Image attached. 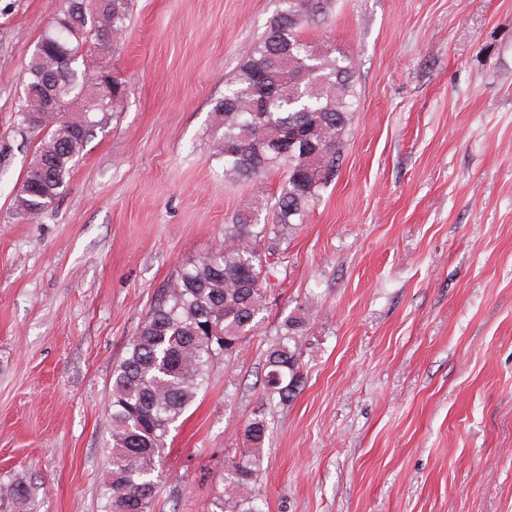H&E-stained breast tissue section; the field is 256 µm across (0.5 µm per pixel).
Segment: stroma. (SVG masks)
Segmentation results:
<instances>
[{
    "mask_svg": "<svg viewBox=\"0 0 512 512\" xmlns=\"http://www.w3.org/2000/svg\"><path fill=\"white\" fill-rule=\"evenodd\" d=\"M61 0H0V488L105 512L112 373L180 269L251 194L211 110L278 0H134L90 63L125 82L67 193L20 216L41 132L15 107ZM350 59L342 165L267 275L257 325L173 425L151 512H211L264 412V512H512V0H325ZM298 387L264 401L272 345Z\"/></svg>",
    "mask_w": 512,
    "mask_h": 512,
    "instance_id": "35a3bbf8",
    "label": "stroma"
}]
</instances>
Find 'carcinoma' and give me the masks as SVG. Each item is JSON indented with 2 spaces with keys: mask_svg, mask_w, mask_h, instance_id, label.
I'll use <instances>...</instances> for the list:
<instances>
[{
  "mask_svg": "<svg viewBox=\"0 0 512 512\" xmlns=\"http://www.w3.org/2000/svg\"><path fill=\"white\" fill-rule=\"evenodd\" d=\"M265 35L250 44L236 77L212 113L222 134L213 157L224 162V180L263 191V178L280 171L274 196L276 219L243 209L224 225V239L163 290L112 374L108 402L109 454L105 512H151L153 473L170 426L195 400L211 363L239 351L253 331L266 298L269 258L282 257L285 230L303 224L336 178L352 117L351 64L327 46L316 49L302 37L320 14L321 0H279ZM133 0H62L44 31L26 73L16 112L18 124L45 132L28 164L16 209L35 216L62 197L77 158L92 132L123 97L112 77V95L76 116L48 112L31 122L46 95L62 106L93 87V68L82 60L84 45L118 39L128 27ZM292 337L279 338L269 353L265 397L291 396L285 374L298 360ZM264 413L244 426L243 447L224 465V494L218 512H261L254 486L266 436ZM10 512H38L34 488L24 478L8 486Z\"/></svg>",
  "mask_w": 512,
  "mask_h": 512,
  "instance_id": "1",
  "label": "carcinoma"
}]
</instances>
